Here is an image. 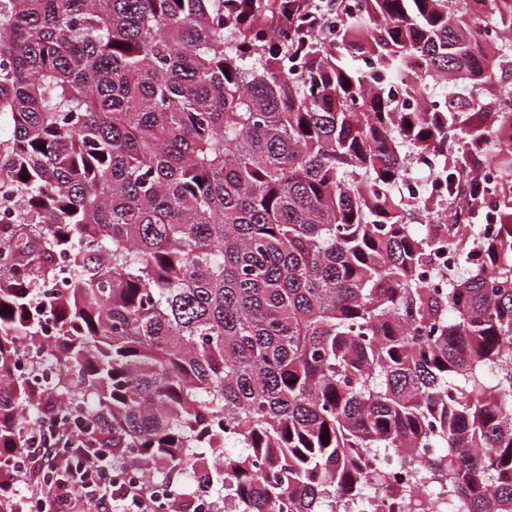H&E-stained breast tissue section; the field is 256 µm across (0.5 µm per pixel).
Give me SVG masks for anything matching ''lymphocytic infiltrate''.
Returning <instances> with one entry per match:
<instances>
[{"mask_svg": "<svg viewBox=\"0 0 512 512\" xmlns=\"http://www.w3.org/2000/svg\"><path fill=\"white\" fill-rule=\"evenodd\" d=\"M341 0H290L288 25L297 41L325 34ZM94 428L76 433L69 419L43 422L11 461L12 483H25L18 512H167L171 492H146L143 482L115 477L112 451L101 442L110 421L92 411Z\"/></svg>", "mask_w": 512, "mask_h": 512, "instance_id": "f902f5d3", "label": "lymphocytic infiltrate"}]
</instances>
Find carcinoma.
Listing matches in <instances>:
<instances>
[{
    "label": "carcinoma",
    "instance_id": "cac0c4a2",
    "mask_svg": "<svg viewBox=\"0 0 512 512\" xmlns=\"http://www.w3.org/2000/svg\"><path fill=\"white\" fill-rule=\"evenodd\" d=\"M338 20L284 50L226 35L224 0H0V484L27 406L89 393L112 463L185 464L225 512H512V0ZM423 150L450 188L494 172L445 242L402 188Z\"/></svg>",
    "mask_w": 512,
    "mask_h": 512
}]
</instances>
